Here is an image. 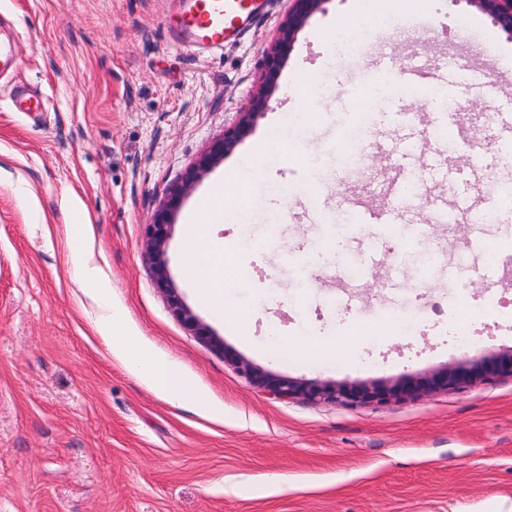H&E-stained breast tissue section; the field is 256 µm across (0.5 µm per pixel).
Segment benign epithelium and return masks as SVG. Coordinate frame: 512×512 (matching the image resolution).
<instances>
[{
    "instance_id": "benign-epithelium-1",
    "label": "benign epithelium",
    "mask_w": 512,
    "mask_h": 512,
    "mask_svg": "<svg viewBox=\"0 0 512 512\" xmlns=\"http://www.w3.org/2000/svg\"><path fill=\"white\" fill-rule=\"evenodd\" d=\"M324 2L326 0H289L288 12L280 25L278 35L265 53L261 85L253 94L248 108L237 113L235 123L225 128L224 134L210 143L207 151L187 172L182 182L172 188L147 227L145 258L154 268L157 286L168 295L171 306L184 323L192 327L196 335L212 342L214 347L221 350L224 349L223 342L208 333L207 328L183 304L175 289L171 288L165 250L171 217L197 179L232 151L251 131L257 120L272 110V98L278 86L281 67L293 49L296 34L321 9ZM469 3L488 13L502 31L512 35V0H469ZM239 368L252 383L279 399L303 396L319 402L345 406L387 405L434 390L463 388L491 376H512V351L484 356L479 360L463 359L428 377H405L390 385L382 382L307 383L266 373L243 361L239 362Z\"/></svg>"
}]
</instances>
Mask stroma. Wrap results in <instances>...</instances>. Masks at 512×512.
<instances>
[{
  "instance_id": "obj_1",
  "label": "stroma",
  "mask_w": 512,
  "mask_h": 512,
  "mask_svg": "<svg viewBox=\"0 0 512 512\" xmlns=\"http://www.w3.org/2000/svg\"><path fill=\"white\" fill-rule=\"evenodd\" d=\"M357 0H326L298 32L275 92L273 110L184 197L166 244L169 279L183 303L224 343L214 350L187 328L157 287L143 257L146 227L171 188L212 140L248 107L265 52L287 10L267 8L223 53L198 57L177 47L166 20L175 0H0V31L12 32L17 68L0 75V512H497L512 506V378L460 391H437L383 407L348 408L303 398L279 400L232 364L306 382L370 383L423 376L462 358L512 349V319L481 314L472 349L453 347L447 316H428L412 339L382 338V357L364 368L378 321L406 303L375 282L402 265L403 279L429 270L428 301L446 304L454 289L484 296L481 271L464 229L440 225L413 241L404 224H366L344 209L370 195L390 158L370 151L367 179L337 180L341 155L325 144L354 118L357 90L401 68H447L445 79L375 97L371 140L399 149L416 131L424 153L445 166L477 164L479 192L497 218L487 232H512V160L500 151L494 112L512 120V92L489 96L468 80L469 59L493 42L512 72V37L469 0H433L429 38L409 33L369 38L359 56L326 44L325 29L355 15ZM472 41L459 44L457 19ZM320 81L318 117L291 154L265 169L248 191L249 218L212 224L210 239L254 243L241 252L243 278L228 285L226 316L216 319L183 275L188 216L216 182L233 178L263 153L270 128L296 109L287 88ZM42 95L39 112H18L16 91ZM420 114L409 128L405 116ZM461 142L438 144L447 121ZM321 199L330 226L307 223L302 206ZM79 204L89 222L84 252L110 286L136 345L174 360L224 409L217 419L170 404L116 359L93 329L98 303L70 272L66 215ZM288 219L275 238L276 211ZM275 327L287 354L270 352ZM310 327L313 344L294 340Z\"/></svg>"
}]
</instances>
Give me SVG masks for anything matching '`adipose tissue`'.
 <instances>
[{"label":"adipose tissue","instance_id":"ef3b65f1","mask_svg":"<svg viewBox=\"0 0 512 512\" xmlns=\"http://www.w3.org/2000/svg\"><path fill=\"white\" fill-rule=\"evenodd\" d=\"M227 193L224 185L213 188L211 195L189 218L182 245L186 280L197 290L211 313L219 318L224 315V271L232 267L233 256L225 251L223 245L212 244L205 236V228L223 221V203ZM97 330L107 338L113 355L163 399L211 411L208 398L194 387L172 360L132 345L124 313L119 307L104 303Z\"/></svg>","mask_w":512,"mask_h":512}]
</instances>
